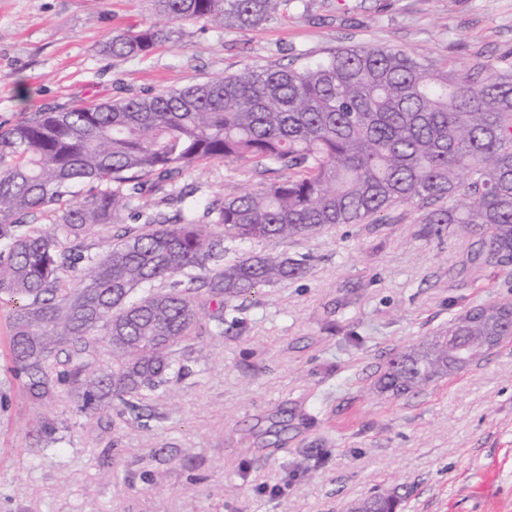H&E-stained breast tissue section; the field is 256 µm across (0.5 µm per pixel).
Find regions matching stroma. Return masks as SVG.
Listing matches in <instances>:
<instances>
[{
	"mask_svg": "<svg viewBox=\"0 0 512 512\" xmlns=\"http://www.w3.org/2000/svg\"><path fill=\"white\" fill-rule=\"evenodd\" d=\"M156 19L150 0H0V125L363 44L454 70L512 66V0H284L249 31L184 21L178 43L148 56L102 52ZM272 179L215 161L138 211L173 214L181 192L202 203ZM421 215L401 204L377 224L225 240L226 259L302 258L308 272L226 305L219 333L200 298L203 334L177 346L180 374L135 415L80 411L66 386L32 402L8 371L0 303V512H347L374 491L401 497L403 512H512V341L421 391L377 389L393 355L464 309L512 302V269L475 268L471 238L432 233Z\"/></svg>",
	"mask_w": 512,
	"mask_h": 512,
	"instance_id": "stroma-1",
	"label": "stroma"
}]
</instances>
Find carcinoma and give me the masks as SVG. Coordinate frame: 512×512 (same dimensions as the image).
<instances>
[{
    "label": "carcinoma",
    "instance_id": "carcinoma-1",
    "mask_svg": "<svg viewBox=\"0 0 512 512\" xmlns=\"http://www.w3.org/2000/svg\"><path fill=\"white\" fill-rule=\"evenodd\" d=\"M166 27L124 29L102 52L146 56L176 43L172 24L203 21L250 30L280 0H152ZM221 160L287 171L279 182L230 197L191 201L174 216L120 224L112 248L86 254L78 241L147 191ZM74 182L90 189L66 199ZM427 207L421 223L475 237L472 263L512 265V67L482 75L378 45L340 48L282 69L247 68L182 88L63 111L35 112L0 127V296L10 315L12 371L43 403L69 384L86 407L117 401L139 410L146 390L175 372L174 348L196 335V299H245L263 285L301 277L305 263L270 254L224 261V238L251 241L380 223L393 207ZM50 218L45 228L33 224ZM213 267L190 286L157 281ZM140 297L131 302L134 293ZM486 303L475 324L460 313L417 348L396 354L378 380L395 397L452 373L456 336H507ZM110 358L94 355L99 337ZM67 351L66 368L58 355ZM395 512L391 495L357 506Z\"/></svg>",
    "mask_w": 512,
    "mask_h": 512
}]
</instances>
